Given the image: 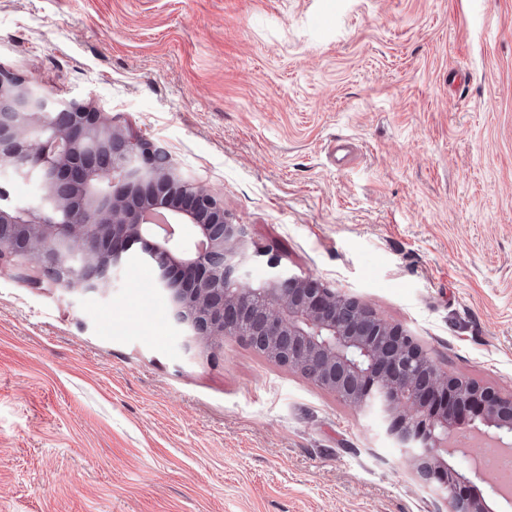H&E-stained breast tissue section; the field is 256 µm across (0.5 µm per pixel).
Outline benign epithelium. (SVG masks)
<instances>
[{
	"instance_id": "7a95c632",
	"label": "benign epithelium",
	"mask_w": 512,
	"mask_h": 512,
	"mask_svg": "<svg viewBox=\"0 0 512 512\" xmlns=\"http://www.w3.org/2000/svg\"><path fill=\"white\" fill-rule=\"evenodd\" d=\"M0 157L41 184L31 208L0 206V261L37 250L40 271L69 292L106 293L128 246L142 244L157 270L182 347L192 353L226 337L265 341L264 355L299 369L378 418L415 476L437 481L451 512H489L468 495L480 470L448 464V439L473 409L490 440L512 438V397L438 372L415 339L363 302L311 276L270 262L251 286L247 229L232 224L206 190L184 177L169 154L74 101L0 72ZM191 223L195 248L177 229Z\"/></svg>"
}]
</instances>
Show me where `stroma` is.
I'll return each instance as SVG.
<instances>
[{"mask_svg":"<svg viewBox=\"0 0 512 512\" xmlns=\"http://www.w3.org/2000/svg\"><path fill=\"white\" fill-rule=\"evenodd\" d=\"M0 69L165 150L250 248L512 397V0H0ZM0 512H448L371 414L0 268Z\"/></svg>","mask_w":512,"mask_h":512,"instance_id":"stroma-1","label":"stroma"}]
</instances>
